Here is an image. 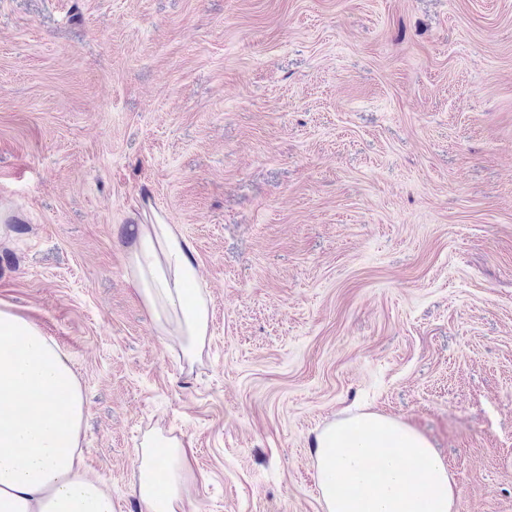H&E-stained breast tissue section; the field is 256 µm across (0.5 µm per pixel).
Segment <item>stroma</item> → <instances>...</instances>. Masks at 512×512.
Returning a JSON list of instances; mask_svg holds the SVG:
<instances>
[{
	"label": "stroma",
	"instance_id": "35a3bbf8",
	"mask_svg": "<svg viewBox=\"0 0 512 512\" xmlns=\"http://www.w3.org/2000/svg\"><path fill=\"white\" fill-rule=\"evenodd\" d=\"M147 207L210 299L191 359L129 282ZM1 212L114 512L153 434L186 512H326L315 437L362 411L512 512V0H0Z\"/></svg>",
	"mask_w": 512,
	"mask_h": 512
}]
</instances>
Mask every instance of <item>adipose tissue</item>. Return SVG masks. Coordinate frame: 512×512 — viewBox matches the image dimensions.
<instances>
[{
	"label": "adipose tissue",
	"mask_w": 512,
	"mask_h": 512,
	"mask_svg": "<svg viewBox=\"0 0 512 512\" xmlns=\"http://www.w3.org/2000/svg\"><path fill=\"white\" fill-rule=\"evenodd\" d=\"M129 281L157 331L193 354L209 334V297L197 285L189 241L177 225L135 224ZM81 386L58 345L31 319L0 308V512H113L112 498L87 476L80 451ZM147 437L140 456L143 512H185L193 459L177 438L166 457Z\"/></svg>",
	"instance_id": "1"
}]
</instances>
